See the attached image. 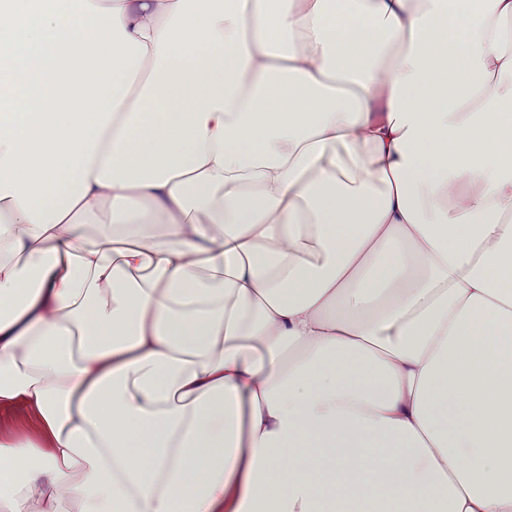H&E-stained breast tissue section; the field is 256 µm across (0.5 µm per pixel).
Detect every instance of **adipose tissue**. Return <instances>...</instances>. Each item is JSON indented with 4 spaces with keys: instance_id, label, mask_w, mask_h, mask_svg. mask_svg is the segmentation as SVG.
<instances>
[{
    "instance_id": "obj_1",
    "label": "adipose tissue",
    "mask_w": 512,
    "mask_h": 512,
    "mask_svg": "<svg viewBox=\"0 0 512 512\" xmlns=\"http://www.w3.org/2000/svg\"><path fill=\"white\" fill-rule=\"evenodd\" d=\"M18 407L0 512H512V0H0Z\"/></svg>"
}]
</instances>
